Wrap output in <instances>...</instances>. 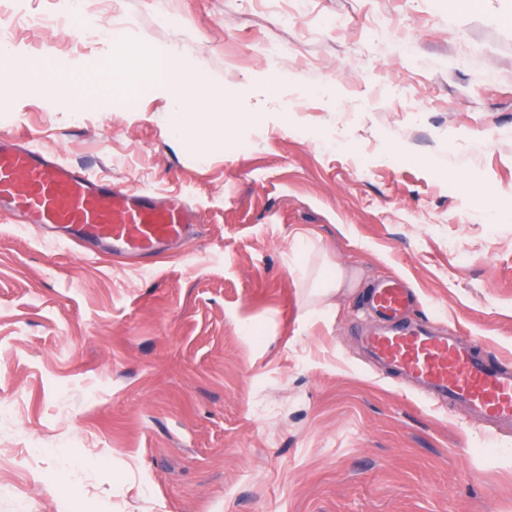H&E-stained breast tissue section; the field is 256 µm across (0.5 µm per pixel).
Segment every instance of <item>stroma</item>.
Instances as JSON below:
<instances>
[{"label":"stroma","instance_id":"stroma-1","mask_svg":"<svg viewBox=\"0 0 512 512\" xmlns=\"http://www.w3.org/2000/svg\"><path fill=\"white\" fill-rule=\"evenodd\" d=\"M90 5L111 40L40 25L65 0L0 23L19 55L90 66L98 95L0 91V137L184 194L199 222L145 273L0 217V512H512V430L358 341L394 277L411 320L512 364V0H167L176 29L147 0ZM112 40L134 70L179 51L257 122L184 145L173 90L131 98L93 70ZM337 266L346 293L308 315V274Z\"/></svg>","mask_w":512,"mask_h":512}]
</instances>
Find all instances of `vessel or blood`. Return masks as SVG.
<instances>
[{"instance_id": "vessel-or-blood-1", "label": "vessel or blood", "mask_w": 512, "mask_h": 512, "mask_svg": "<svg viewBox=\"0 0 512 512\" xmlns=\"http://www.w3.org/2000/svg\"><path fill=\"white\" fill-rule=\"evenodd\" d=\"M0 215L61 229L56 242L64 247L96 244L144 260L182 242L195 223L183 195L105 180L18 141L0 143ZM411 305L403 283L374 286L368 308L377 326L360 338L367 355L429 398L463 406L471 420L511 430L512 365L487 360L471 337L405 322Z\"/></svg>"}]
</instances>
